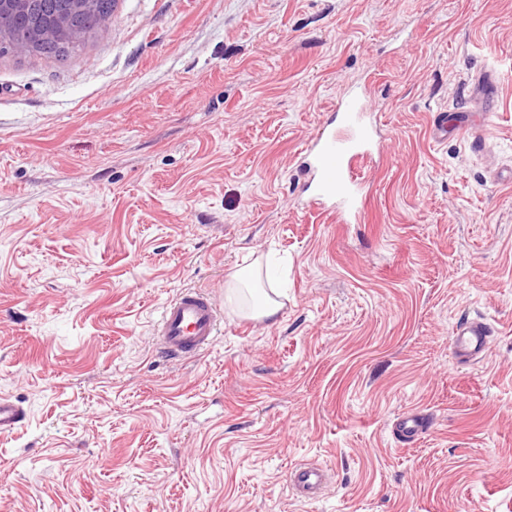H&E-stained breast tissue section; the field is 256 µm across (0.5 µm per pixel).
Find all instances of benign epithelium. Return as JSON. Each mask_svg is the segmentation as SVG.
<instances>
[{
  "label": "benign epithelium",
  "instance_id": "7a95c632",
  "mask_svg": "<svg viewBox=\"0 0 512 512\" xmlns=\"http://www.w3.org/2000/svg\"><path fill=\"white\" fill-rule=\"evenodd\" d=\"M97 0H0V48L26 53L36 45H78L90 30L112 22Z\"/></svg>",
  "mask_w": 512,
  "mask_h": 512
}]
</instances>
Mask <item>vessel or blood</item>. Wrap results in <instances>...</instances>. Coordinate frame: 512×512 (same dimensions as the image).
Here are the masks:
<instances>
[{"label": "vessel or blood", "mask_w": 512, "mask_h": 512, "mask_svg": "<svg viewBox=\"0 0 512 512\" xmlns=\"http://www.w3.org/2000/svg\"><path fill=\"white\" fill-rule=\"evenodd\" d=\"M376 121L369 112L367 88L349 87L331 109V116L309 139L298 155L307 176L305 208L319 213L338 212L355 217L364 207L360 163L376 146ZM218 314L214 302L204 294L185 291L163 309L157 343L163 354L181 358L207 350L217 334ZM493 329L484 319L464 318L452 331L451 350L455 360L472 362L484 352ZM22 408L0 398V433L20 427ZM428 422L414 414L399 419L396 432L403 438L426 433ZM329 474L316 464L296 466L290 474L293 488L303 497L317 496Z\"/></svg>", "instance_id": "b4317fda"}]
</instances>
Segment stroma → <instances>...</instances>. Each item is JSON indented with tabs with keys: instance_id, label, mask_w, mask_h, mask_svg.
<instances>
[{
	"instance_id": "35a3bbf8",
	"label": "stroma",
	"mask_w": 512,
	"mask_h": 512,
	"mask_svg": "<svg viewBox=\"0 0 512 512\" xmlns=\"http://www.w3.org/2000/svg\"><path fill=\"white\" fill-rule=\"evenodd\" d=\"M483 73L484 149L432 141ZM365 81L381 161L343 224L301 210L296 155ZM511 174L512 0H114L65 59L0 54V512H512ZM270 253L257 321L227 281ZM187 288L223 321L174 361ZM247 290L253 291L254 301L257 296L261 295L263 297L261 302L247 307V310L249 311L248 313L252 318L261 320L272 319L277 315L281 309V305L279 302L271 298L264 288H252ZM217 325L214 302L199 292L185 291L164 307L157 344L167 357L197 354L212 345ZM493 328L484 319L466 317L452 331L451 350L458 362H472L484 352ZM24 420L23 409L11 400L0 398V433H9L20 427ZM428 422L424 416L414 414L399 419L396 423V433L401 438H414L426 433ZM328 479V471L316 464H301L296 466L290 474V482L293 488L305 498L320 494Z\"/></svg>"
}]
</instances>
